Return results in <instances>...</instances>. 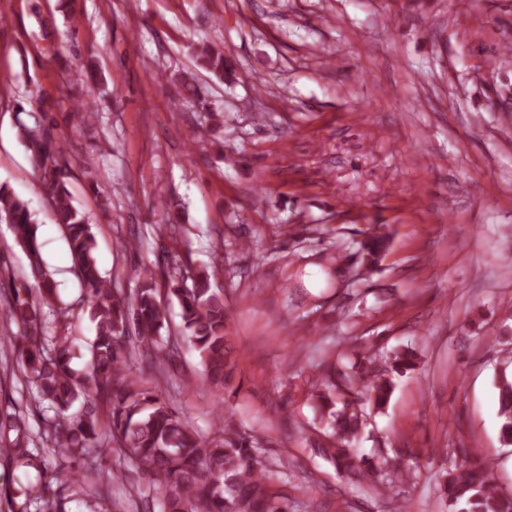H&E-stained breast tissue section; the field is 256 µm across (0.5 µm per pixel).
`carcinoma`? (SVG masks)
<instances>
[{
  "label": "carcinoma",
  "instance_id": "carcinoma-1",
  "mask_svg": "<svg viewBox=\"0 0 512 512\" xmlns=\"http://www.w3.org/2000/svg\"><path fill=\"white\" fill-rule=\"evenodd\" d=\"M196 61L222 83L236 79L235 65L222 47H198ZM19 136L50 200L54 221L66 235L83 294L76 303L62 304L42 255L37 219L27 201L1 185L0 224L11 227L29 273L17 279L0 267V291L11 290L0 315L20 325L16 368L35 390L40 412L53 416L43 419L47 429L35 435L24 419L0 412V455L18 469L36 472L35 480L20 481L0 496L14 504L13 512H30L33 504L35 512H64V496L85 495L83 482L48 471L45 455L59 453L93 475L100 456L115 454L119 463L141 470L159 496L160 512H288V502L270 489V464L256 438L221 415L213 435L202 436L162 391L166 364L173 362L183 343L199 354L209 385L222 390L228 381L230 310L223 292L211 288L215 272L177 262L169 267L167 298L181 305L183 328L178 336L163 335L168 329L165 304L152 271L142 274L131 297L119 294L102 275L92 224L65 186L62 145L41 119L20 124ZM76 309L87 312L95 324L89 367L81 371L71 366L72 337L55 333L60 323L71 324ZM137 354L151 357L159 377L149 382L136 373L132 360ZM417 360L415 351L400 350L386 358L389 368L369 371L365 401L383 408L394 387L388 373L412 371ZM360 375V370L345 374L338 385L335 373L324 371L311 400L319 422L330 430L337 467L376 483L382 473L379 462L358 456L352 448L364 412L347 400L336 408V390L353 393ZM497 389L501 438L511 444L512 380L504 372ZM489 471V464L468 456L442 475L440 493L450 505L463 504L465 512H512V499L496 493Z\"/></svg>",
  "mask_w": 512,
  "mask_h": 512
}]
</instances>
